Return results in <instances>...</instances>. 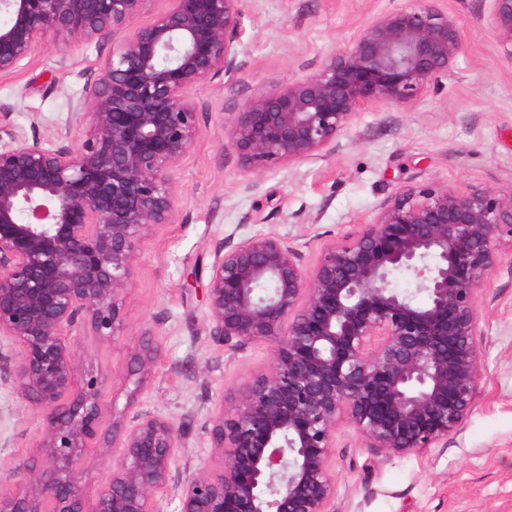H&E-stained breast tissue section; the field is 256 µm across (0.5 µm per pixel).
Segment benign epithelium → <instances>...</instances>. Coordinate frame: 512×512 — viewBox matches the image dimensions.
<instances>
[{
	"instance_id": "7a95c632",
	"label": "benign epithelium",
	"mask_w": 512,
	"mask_h": 512,
	"mask_svg": "<svg viewBox=\"0 0 512 512\" xmlns=\"http://www.w3.org/2000/svg\"><path fill=\"white\" fill-rule=\"evenodd\" d=\"M149 2L0 0V75L50 38L127 32L76 105L78 145L31 142L0 114V337L21 347L17 390L45 416L0 512H157L167 488L179 512H335L339 421L368 448L408 455L448 442L481 397L476 299L512 237V192L409 186L311 266L272 233L216 251L214 335L267 343L271 358L229 409L209 411L208 461L178 472L174 422L144 410L107 420V381L82 374L81 343L120 335L141 245L175 223L172 173L202 134L194 94L235 72L241 0H169L139 25ZM437 2L379 14L314 71L248 100L225 127L244 172L318 157L363 108L409 104L447 75L463 44ZM492 2L512 59V0ZM396 271L424 303L392 287ZM158 357L142 342L131 372L147 376ZM103 465L88 489L84 474Z\"/></svg>"
}]
</instances>
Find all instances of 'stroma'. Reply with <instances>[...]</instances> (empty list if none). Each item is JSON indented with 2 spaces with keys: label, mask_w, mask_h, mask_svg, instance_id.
I'll list each match as a JSON object with an SVG mask.
<instances>
[{
  "label": "stroma",
  "mask_w": 512,
  "mask_h": 512,
  "mask_svg": "<svg viewBox=\"0 0 512 512\" xmlns=\"http://www.w3.org/2000/svg\"><path fill=\"white\" fill-rule=\"evenodd\" d=\"M409 0H241L243 33L232 76L196 92L202 135L173 175L178 215L140 250L123 304V334L84 339L85 372L106 377L115 414L127 406L171 417L184 446L177 465L197 468L209 454L208 412L265 369L269 345L234 348L207 319L206 288L215 252L257 233H273L315 263L321 247L357 230L400 188L435 182L465 190L512 191V60L489 22L491 0H442L457 20L463 52L447 77L412 104H377L357 114L335 148L292 167L244 173L225 147L223 125L249 98L317 67L380 13ZM108 34L63 48L49 41L0 76V114L28 139L70 130L71 112L100 59L121 42ZM477 295L483 394L444 448L388 456L365 447L348 422L336 428L332 467L336 512H512V238ZM159 348L144 382L128 374L142 339ZM19 349L0 338V487L36 452L43 414L17 391Z\"/></svg>",
  "instance_id": "stroma-1"
}]
</instances>
